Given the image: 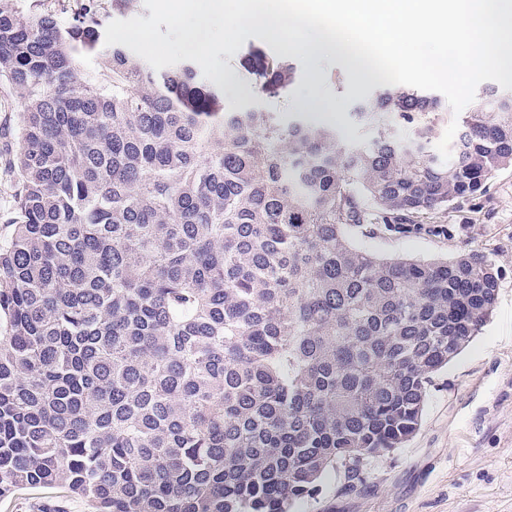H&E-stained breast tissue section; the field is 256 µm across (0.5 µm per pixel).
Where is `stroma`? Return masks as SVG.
Returning a JSON list of instances; mask_svg holds the SVG:
<instances>
[{
  "instance_id": "35a3bbf8",
  "label": "stroma",
  "mask_w": 512,
  "mask_h": 512,
  "mask_svg": "<svg viewBox=\"0 0 512 512\" xmlns=\"http://www.w3.org/2000/svg\"><path fill=\"white\" fill-rule=\"evenodd\" d=\"M245 48L225 57L222 83L229 109L255 106L283 121L334 129L349 143L371 138L353 112L378 83L357 79L333 53L292 55L295 76L285 95L258 99L250 88ZM445 230H408L389 237L355 236L381 257L453 258L485 252L500 273L494 310L480 333L432 376L416 434L370 459L361 478L327 471L293 512H512V167L497 171L485 193L457 201L441 218ZM88 512L67 488H23L0 499V512Z\"/></svg>"
}]
</instances>
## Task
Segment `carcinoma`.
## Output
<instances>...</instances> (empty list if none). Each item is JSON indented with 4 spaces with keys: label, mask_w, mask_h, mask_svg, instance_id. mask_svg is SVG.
<instances>
[{
    "label": "carcinoma",
    "mask_w": 512,
    "mask_h": 512,
    "mask_svg": "<svg viewBox=\"0 0 512 512\" xmlns=\"http://www.w3.org/2000/svg\"><path fill=\"white\" fill-rule=\"evenodd\" d=\"M73 22L0 0V79L25 100L0 244V498L61 485L91 512H291L330 468L419 428L431 375L477 336L499 271L481 251L379 258L351 233L441 224L512 166V92L429 148L442 98L362 100L374 132L228 111L184 61L162 73ZM112 83L85 68L89 55ZM253 94L294 67L252 52ZM403 130L398 136L394 130Z\"/></svg>",
    "instance_id": "cac0c4a2"
}]
</instances>
